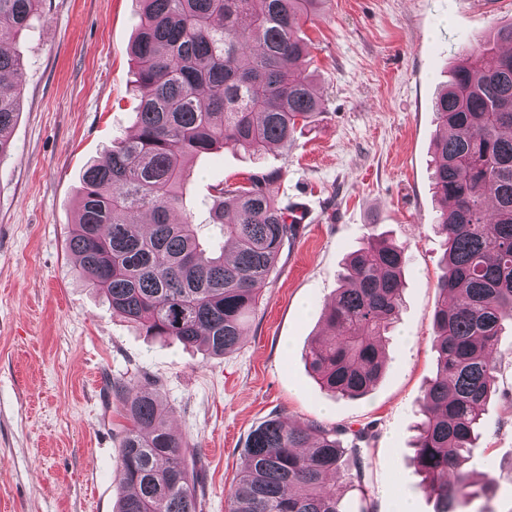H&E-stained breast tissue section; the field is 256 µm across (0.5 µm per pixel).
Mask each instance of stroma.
I'll return each instance as SVG.
<instances>
[{"label": "stroma", "instance_id": "1", "mask_svg": "<svg viewBox=\"0 0 512 512\" xmlns=\"http://www.w3.org/2000/svg\"><path fill=\"white\" fill-rule=\"evenodd\" d=\"M139 0H46L11 44L24 64L21 111L0 157V512H116L125 419L110 382L159 395L191 448L202 512H228L249 432L289 423L364 430L340 476L348 512H435L414 463V426L434 375L432 314L444 242L430 160L434 102L459 52L512 22V0H325L303 25L323 109L292 149L260 158L219 149L190 161L183 208L210 239L213 188L280 171L268 189L309 217L257 287L238 346L221 357L145 335L79 280L68 247L85 163L135 132L129 48ZM406 264L387 368L362 398L322 389L307 347L368 234ZM494 393L466 463L494 477L472 512H512V328L496 351Z\"/></svg>", "mask_w": 512, "mask_h": 512}]
</instances>
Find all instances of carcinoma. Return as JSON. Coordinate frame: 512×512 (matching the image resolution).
Here are the masks:
<instances>
[{
	"label": "carcinoma",
	"instance_id": "cac0c4a2",
	"mask_svg": "<svg viewBox=\"0 0 512 512\" xmlns=\"http://www.w3.org/2000/svg\"><path fill=\"white\" fill-rule=\"evenodd\" d=\"M132 94L136 132L86 163L69 241L76 274L101 291L112 313L146 335L233 350L299 224L269 193L279 172L216 189L212 224L224 239L206 248L197 225L172 213L186 164L220 148L255 157L288 150L322 101L307 70L301 25L321 0H141ZM45 0H0V157L19 115L23 62L6 49L44 12ZM512 23L460 62L435 101V227L447 248L433 313L436 373L417 426L414 461L437 512H466L485 488L463 468L493 391V353L512 325ZM150 216L148 227L139 214ZM404 249L370 234L345 258L343 285L324 309L327 335L307 359L321 387L367 395L385 370L382 340L401 307ZM128 422L122 439L127 493L118 512H199L191 449L170 431L157 394L113 383ZM342 431L291 425L272 415L245 443L247 464L229 512H347L329 488L347 455Z\"/></svg>",
	"mask_w": 512,
	"mask_h": 512
}]
</instances>
